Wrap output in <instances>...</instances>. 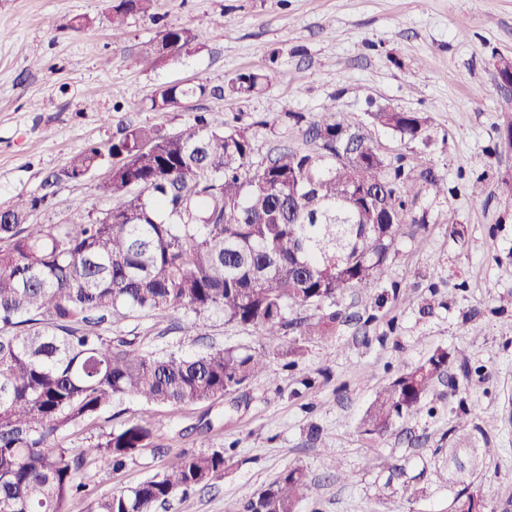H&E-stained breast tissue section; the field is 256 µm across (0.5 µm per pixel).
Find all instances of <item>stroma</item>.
I'll use <instances>...</instances> for the list:
<instances>
[{
    "label": "stroma",
    "instance_id": "obj_1",
    "mask_svg": "<svg viewBox=\"0 0 512 512\" xmlns=\"http://www.w3.org/2000/svg\"><path fill=\"white\" fill-rule=\"evenodd\" d=\"M108 7L0 0V210L39 193L70 156L112 142L128 124L175 133L196 113H214L248 131L258 162L277 148L314 151L304 123L331 102L343 126L372 137L388 159L432 170L448 192L417 190L412 211L425 227L406 225L396 236L383 306L349 289L350 321L333 336L304 339L296 360L271 356L263 376L222 399L153 408L152 447L122 471H87L91 497L65 512H92L94 498L137 484L180 453L216 449L227 458L223 473L157 512H243L292 467L319 488L298 512H452L459 487L448 479V451L485 446L495 454L471 480L486 512H512V307L500 306L512 295V90L497 78L499 59H512V0H159L158 20L133 15L120 29ZM80 19L87 27L73 31ZM165 21L206 30L204 46L154 61L147 51ZM249 72L264 77L258 92L226 93L230 79ZM184 83L207 92L167 112L151 109L157 88ZM380 106L422 114L423 138L404 142L373 125L368 114ZM93 184L58 182L31 223L102 215L112 203ZM108 334L160 354H199L212 343L250 351L262 342L222 314L197 321L181 310L162 325L143 313L116 319ZM439 347L455 363L425 410L384 437L365 435L375 392ZM141 408L117 402L65 442L84 444ZM406 483L417 497L403 496Z\"/></svg>",
    "mask_w": 512,
    "mask_h": 512
}]
</instances>
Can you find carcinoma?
<instances>
[{
  "label": "carcinoma",
  "instance_id": "cac0c4a2",
  "mask_svg": "<svg viewBox=\"0 0 512 512\" xmlns=\"http://www.w3.org/2000/svg\"><path fill=\"white\" fill-rule=\"evenodd\" d=\"M158 0H113L114 27L131 15L156 17ZM205 32L166 24L152 48L188 53ZM263 76L242 73L229 92L249 95ZM206 86L157 89L151 108L169 110ZM327 104L309 123L312 152L283 151L253 161L248 133L199 113L174 135L127 127L106 146L92 145L48 176L42 192L20 196L0 214V512H64L86 492L81 473L101 463L114 470L152 444L149 410L71 447L64 433L123 398L149 406L220 399L261 375L286 331L326 336L346 319L350 288L371 292L387 273L400 226L418 223L407 194L419 182L435 193L448 184L431 171L388 160L372 140L336 120ZM372 122L414 142L426 118L390 107ZM118 173L96 185L113 205L76 224H29L47 207L51 187L83 181L103 163ZM292 307L330 311L316 322L290 319ZM182 310L199 320L219 312L251 325L267 346L252 352L211 345L199 355H153L100 332L109 318L145 311L158 321ZM454 362L438 348L378 391L362 432L383 436L419 412L435 379ZM456 448L448 470L462 485L454 512H473L465 466ZM224 451L184 452L133 487L97 499L94 512H155L224 472ZM298 467L252 497L245 512H297L311 492Z\"/></svg>",
  "mask_w": 512,
  "mask_h": 512
}]
</instances>
